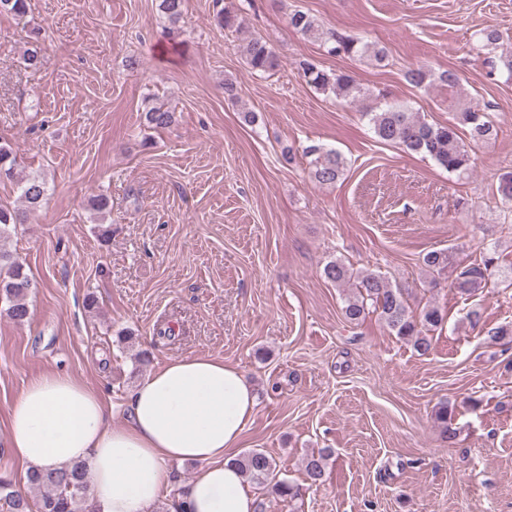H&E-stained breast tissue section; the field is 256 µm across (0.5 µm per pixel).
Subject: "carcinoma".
<instances>
[{"instance_id": "obj_1", "label": "carcinoma", "mask_w": 512, "mask_h": 512, "mask_svg": "<svg viewBox=\"0 0 512 512\" xmlns=\"http://www.w3.org/2000/svg\"><path fill=\"white\" fill-rule=\"evenodd\" d=\"M184 0H159L158 9L170 23L167 35L176 36L178 24L183 15ZM216 21L226 28H241L237 9L226 5L216 12ZM289 25L296 31L320 42L330 56L354 57L369 52L378 61H383L384 52L373 51L369 44L358 39L345 37L334 31L322 29L316 20L302 11L289 15ZM501 34L493 26L481 30L477 40L478 50L485 53L487 75L491 79L504 77L512 80V55L496 57ZM243 54L251 73L265 75L278 66V59L271 44L262 37H252L243 46ZM297 73L314 89L354 106L365 96V91L356 78L343 71L326 70L308 59L298 61ZM363 116L368 118L377 139L392 144L404 151L430 157L448 174L463 177L473 170L475 148L489 142L496 135V128L489 108L467 107L456 112L454 122L448 124L430 123L418 112H412L401 105L371 109ZM145 118L154 128H167L175 121V112L161 104L146 109ZM467 129L469 143H464L458 135V127ZM309 158L310 176L319 184H334L344 173L345 161L334 149L321 144H310L303 148ZM16 156L13 149L0 146V177L14 176ZM17 188L24 203L22 208L0 206V302L6 304V315L17 323L28 320L31 311L27 296L34 283L23 271V264L4 249L3 243L11 230L18 224L27 223L31 211L35 210L47 192V180L41 175H32L19 180ZM449 255L446 250H433L426 253L422 262L431 272L438 275L448 269ZM497 267L495 254L482 257L481 262L464 267L456 278L457 290L472 295L485 287L489 276ZM326 278L336 286L348 284L353 273L341 262H331L324 268ZM355 292L344 301L343 314L351 323H359L367 316L375 314L391 331L410 342L420 354L431 349L432 337L427 332L442 327L445 314L435 305H426L419 312L410 310L404 293L392 287L385 278L374 272H367L354 284ZM437 420L442 425V436L446 440L456 437L452 427V412L444 405L437 411ZM331 451L324 448L312 453L303 461L304 470L310 484L322 482L326 461ZM241 473L262 484L271 485V491L287 500L296 499L299 489L285 479L278 478L276 461L264 451L254 448L237 459ZM29 487L41 492L33 503L30 499L13 490L12 482L0 477V509L3 512H92L94 505L89 502L86 470L81 464L39 472L29 471L25 475Z\"/></svg>"}]
</instances>
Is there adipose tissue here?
<instances>
[{
    "label": "adipose tissue",
    "instance_id": "1",
    "mask_svg": "<svg viewBox=\"0 0 512 512\" xmlns=\"http://www.w3.org/2000/svg\"><path fill=\"white\" fill-rule=\"evenodd\" d=\"M257 407L243 373L222 359L173 358L146 374L113 423L98 392L64 371L30 380L10 410L8 444L24 470L74 463L87 470L101 512H150L171 484V465L190 461L193 512H256L233 461Z\"/></svg>",
    "mask_w": 512,
    "mask_h": 512
}]
</instances>
